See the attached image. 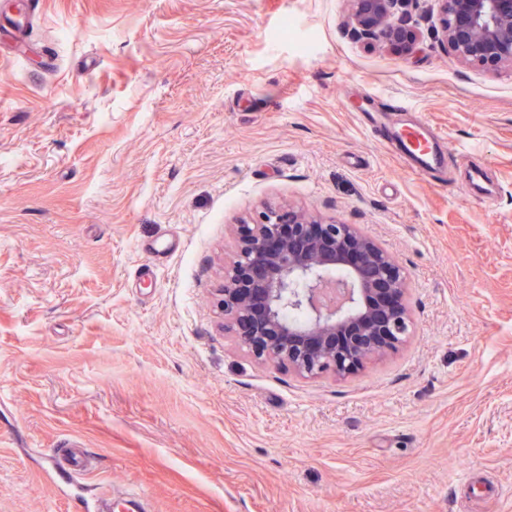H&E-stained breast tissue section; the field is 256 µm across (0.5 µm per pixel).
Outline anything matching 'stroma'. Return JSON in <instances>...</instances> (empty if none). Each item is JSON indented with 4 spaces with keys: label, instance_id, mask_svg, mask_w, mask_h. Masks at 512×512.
<instances>
[{
    "label": "stroma",
    "instance_id": "stroma-1",
    "mask_svg": "<svg viewBox=\"0 0 512 512\" xmlns=\"http://www.w3.org/2000/svg\"><path fill=\"white\" fill-rule=\"evenodd\" d=\"M0 0V512H512V72L355 37L347 0ZM427 121L413 174L358 110ZM355 224L410 336L345 378L225 335L213 294L263 204ZM168 242L166 258L151 260ZM85 468L51 472L61 440Z\"/></svg>",
    "mask_w": 512,
    "mask_h": 512
}]
</instances>
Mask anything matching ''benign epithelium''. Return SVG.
I'll return each instance as SVG.
<instances>
[{
  "instance_id": "obj_1",
  "label": "benign epithelium",
  "mask_w": 512,
  "mask_h": 512,
  "mask_svg": "<svg viewBox=\"0 0 512 512\" xmlns=\"http://www.w3.org/2000/svg\"><path fill=\"white\" fill-rule=\"evenodd\" d=\"M354 31L392 45L416 32L395 17L404 0H349ZM441 41L461 62L512 70V0H441ZM236 259L217 289L224 332L257 359L302 377H346L398 350L410 333L407 279L354 224L290 204L237 226Z\"/></svg>"
}]
</instances>
